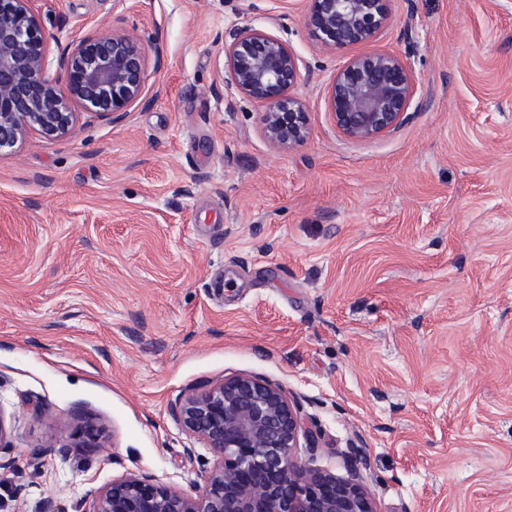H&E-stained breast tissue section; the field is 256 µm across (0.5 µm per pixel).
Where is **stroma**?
<instances>
[{"mask_svg": "<svg viewBox=\"0 0 512 512\" xmlns=\"http://www.w3.org/2000/svg\"><path fill=\"white\" fill-rule=\"evenodd\" d=\"M36 9L52 53L135 26L160 34L165 65L123 122L0 157V411L19 487L0 488V512L48 495L88 512L131 473L195 492L213 456L170 407L238 374L300 403L314 466L346 475L363 448L377 512H512V0H390L352 51L321 50L282 0ZM246 25L312 70L301 146L272 148L262 105L223 82ZM354 51L401 55L420 88L364 141L327 104ZM82 415L107 447H47Z\"/></svg>", "mask_w": 512, "mask_h": 512, "instance_id": "obj_1", "label": "stroma"}]
</instances>
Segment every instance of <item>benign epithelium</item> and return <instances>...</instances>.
<instances>
[{
    "instance_id": "7a95c632",
    "label": "benign epithelium",
    "mask_w": 512,
    "mask_h": 512,
    "mask_svg": "<svg viewBox=\"0 0 512 512\" xmlns=\"http://www.w3.org/2000/svg\"><path fill=\"white\" fill-rule=\"evenodd\" d=\"M36 0H0V157L36 132L73 136L82 115L118 123L143 100L150 71L164 64L159 38L112 30L65 47L51 72L48 37ZM305 22L323 50L368 42L390 21L389 0H303ZM224 83L261 104V126L277 149L307 139L308 104L294 92L310 69L281 39L252 26L224 49ZM418 92L393 52L357 55L336 72L328 105L339 131L367 140L399 126ZM177 423L214 457L195 493L125 476L99 490L89 512H377L357 478L311 468L299 458L317 448L299 405L279 385L250 374L227 377L177 399ZM49 448H103V432L85 421L58 431ZM11 431L0 414V470L12 468Z\"/></svg>"
}]
</instances>
